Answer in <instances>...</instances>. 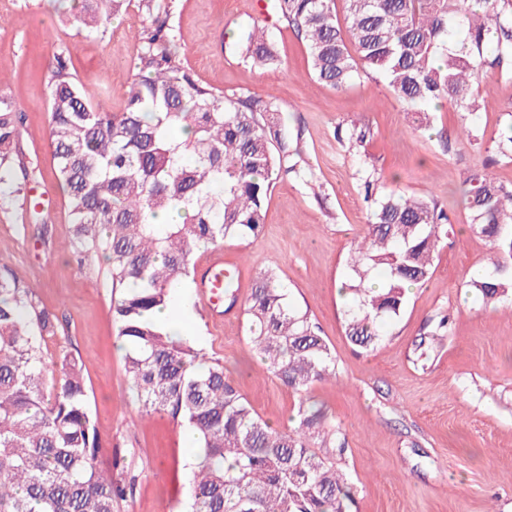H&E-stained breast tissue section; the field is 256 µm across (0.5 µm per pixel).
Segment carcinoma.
Listing matches in <instances>:
<instances>
[{
  "mask_svg": "<svg viewBox=\"0 0 512 512\" xmlns=\"http://www.w3.org/2000/svg\"><path fill=\"white\" fill-rule=\"evenodd\" d=\"M134 1L144 26L122 111L85 101L64 54L51 63L49 140L70 210L69 249L81 266L100 253L108 261L112 322L128 346L125 372L141 412L163 413L196 436L184 512H348L352 487L336 469L344 442L321 410L301 402L291 427H271L220 361L148 317L194 271L199 246L259 236L274 180L296 167H283L288 132L258 119L276 111L272 96H227L185 68L170 0H75L67 13L78 33L102 37ZM275 8L305 42L318 81L343 89L361 63L385 77L425 130L429 103L477 112L482 73L512 77V0H345L342 22L334 0H275ZM242 53L257 67L280 63L263 26L243 35ZM20 124L1 97V207L27 189L16 172ZM182 127L191 136L174 139ZM362 181L369 222L349 250L341 292L347 336L367 349L401 315L409 290L429 279L452 224L430 197L383 192L367 169ZM467 182L470 230L506 257L471 280L493 303L512 294V186L485 170ZM171 210L184 212L183 222H153ZM245 314L252 352L283 385L302 392L336 376L329 344L275 274L258 276ZM58 323L14 273L0 274V512H113L126 496L99 466L81 358L61 352V375L49 378L43 347Z\"/></svg>",
  "mask_w": 512,
  "mask_h": 512,
  "instance_id": "cac0c4a2",
  "label": "carcinoma"
}]
</instances>
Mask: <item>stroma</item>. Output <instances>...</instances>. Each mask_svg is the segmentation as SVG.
Listing matches in <instances>:
<instances>
[{
    "instance_id": "obj_1",
    "label": "stroma",
    "mask_w": 512,
    "mask_h": 512,
    "mask_svg": "<svg viewBox=\"0 0 512 512\" xmlns=\"http://www.w3.org/2000/svg\"><path fill=\"white\" fill-rule=\"evenodd\" d=\"M169 23L194 78L228 95H273L299 150L298 172L271 188L258 239L195 251L198 265L223 256L240 299L215 323L191 296L196 347L223 363L272 427L289 426L301 399L324 409L347 439L336 464L353 485L349 512H512V297L489 304L471 288V277L491 268L495 254L469 230L464 204L470 171L485 169L512 185V160L494 148L512 117V80L488 72L477 85L479 112L437 102L432 129L418 131L381 75L360 69L341 90L317 81L304 44L278 21L275 0H175ZM256 24L273 37L280 65L259 69L244 58L240 40ZM142 26L132 7L105 36H87L48 0H0V96L22 115L17 151L28 175L25 199L0 207V272L21 276L58 316L46 357L65 350L84 362L101 464L130 486L114 512H182L194 452L168 416L140 413L112 325L107 264H77L63 245L69 208L49 141L46 86L54 55L66 53L87 102L118 112ZM354 124L370 135L351 150L336 130ZM468 126L478 128L481 144L460 141ZM365 161L384 186L434 198L454 228L430 279L411 290L404 312L370 351L349 340L340 292L350 244L369 220L359 175ZM266 271L309 313L336 360L335 378L302 394L283 386L250 349L242 301ZM444 317L443 341L419 353L421 337Z\"/></svg>"
}]
</instances>
